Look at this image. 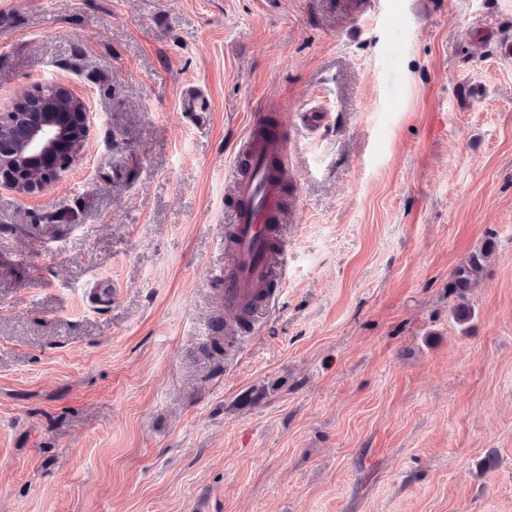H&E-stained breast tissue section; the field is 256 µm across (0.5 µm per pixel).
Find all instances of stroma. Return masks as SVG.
I'll list each match as a JSON object with an SVG mask.
<instances>
[{"mask_svg": "<svg viewBox=\"0 0 512 512\" xmlns=\"http://www.w3.org/2000/svg\"><path fill=\"white\" fill-rule=\"evenodd\" d=\"M50 82L96 117L51 186H0V512H512V0H0V113ZM261 112L288 273L229 348ZM179 110L192 122L205 126L209 121L211 100L200 86L187 85L180 94Z\"/></svg>", "mask_w": 512, "mask_h": 512, "instance_id": "35a3bbf8", "label": "stroma"}]
</instances>
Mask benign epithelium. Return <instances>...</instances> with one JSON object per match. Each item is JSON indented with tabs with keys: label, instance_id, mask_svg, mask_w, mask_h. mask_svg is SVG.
I'll return each instance as SVG.
<instances>
[{
	"label": "benign epithelium",
	"instance_id": "7a95c632",
	"mask_svg": "<svg viewBox=\"0 0 512 512\" xmlns=\"http://www.w3.org/2000/svg\"><path fill=\"white\" fill-rule=\"evenodd\" d=\"M93 113L84 99L77 112H44L0 157V184L30 193L52 184L59 172L80 161L89 139Z\"/></svg>",
	"mask_w": 512,
	"mask_h": 512
}]
</instances>
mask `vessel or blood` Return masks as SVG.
Returning a JSON list of instances; mask_svg holds the SVG:
<instances>
[{"mask_svg": "<svg viewBox=\"0 0 512 512\" xmlns=\"http://www.w3.org/2000/svg\"><path fill=\"white\" fill-rule=\"evenodd\" d=\"M179 110L197 125H206L211 100L196 85L185 86ZM235 184L234 205L220 240L224 248V308L246 313L256 325L281 291L288 263V244L279 228L282 189L288 183V137L254 121L237 145L229 172Z\"/></svg>", "mask_w": 512, "mask_h": 512, "instance_id": "obj_1", "label": "vessel or blood"}]
</instances>
